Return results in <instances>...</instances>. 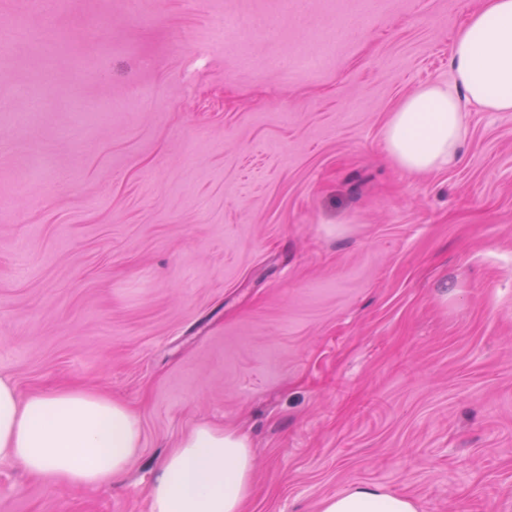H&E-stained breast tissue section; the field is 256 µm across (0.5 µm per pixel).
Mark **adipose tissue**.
<instances>
[{"label":"adipose tissue","mask_w":512,"mask_h":512,"mask_svg":"<svg viewBox=\"0 0 512 512\" xmlns=\"http://www.w3.org/2000/svg\"><path fill=\"white\" fill-rule=\"evenodd\" d=\"M512 112V0H484L457 31L448 76L420 86L383 128L386 151L412 175L454 166L466 111ZM143 447L123 403L88 389L21 395L0 378V460L45 484L112 485ZM253 453L237 431L196 425L162 461L149 488L150 512H244ZM319 512H419L407 497L359 484L326 497Z\"/></svg>","instance_id":"1"}]
</instances>
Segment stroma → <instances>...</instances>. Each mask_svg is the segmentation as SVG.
Returning a JSON list of instances; mask_svg holds the SVG:
<instances>
[{"label":"stroma","instance_id":"1","mask_svg":"<svg viewBox=\"0 0 512 512\" xmlns=\"http://www.w3.org/2000/svg\"><path fill=\"white\" fill-rule=\"evenodd\" d=\"M481 4L99 0L60 21L80 74L0 48V376L143 432L103 489L1 461L0 512H149L204 421L250 440L246 512L358 483L512 512V112H468L432 174L382 142Z\"/></svg>","mask_w":512,"mask_h":512}]
</instances>
